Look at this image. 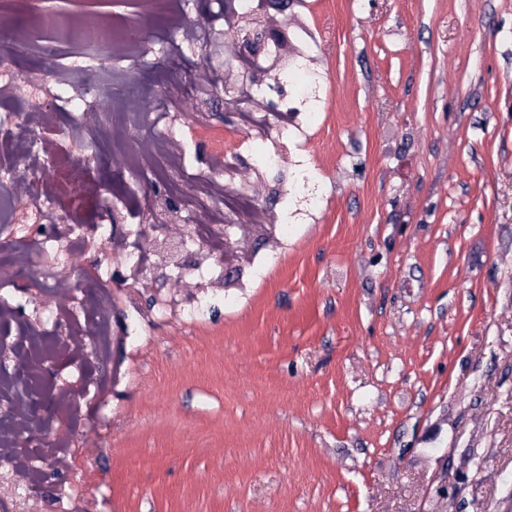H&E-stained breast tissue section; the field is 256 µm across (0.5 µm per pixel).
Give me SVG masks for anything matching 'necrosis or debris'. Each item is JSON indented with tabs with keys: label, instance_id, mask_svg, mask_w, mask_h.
<instances>
[{
	"label": "necrosis or debris",
	"instance_id": "necrosis-or-debris-1",
	"mask_svg": "<svg viewBox=\"0 0 512 512\" xmlns=\"http://www.w3.org/2000/svg\"><path fill=\"white\" fill-rule=\"evenodd\" d=\"M136 17L113 16L108 26L89 22L81 36L55 25L45 15L29 17V24L54 28L56 40L39 44L23 40L18 31L19 12L0 2V36L25 44L29 53L45 62L41 77L30 79L29 97L12 90L15 72L0 59V158L15 162L19 178L0 180V288L18 287L26 281H41L54 302L39 327H22L7 347L17 362L0 368V463H8L13 480L37 483L47 477L60 455L53 445H35L31 433L39 400L58 401L65 393L40 381L45 343L59 323H66L62 346L80 361L88 348L103 349L108 343L112 303L116 294L110 276L101 270L72 287L59 274L57 264L62 240L78 234L59 208L61 198L80 199L86 179L80 160L69 157L67 140L89 149L112 146L130 149L132 168L139 174L165 172L171 187L179 191L182 206L200 227V236L214 252L224 250L216 226L228 220L232 210H243L245 221L258 223L268 211L261 204L232 196L222 179L234 166V157L216 145L207 169L189 173L190 153L171 113L152 112L149 100L129 96L115 103L117 81L114 63L139 57L146 41V20L164 18L182 44H194L197 33L181 20L182 0H137ZM291 77L306 87L295 109L303 123H290L283 132L295 150H303L308 125L318 112L316 84L301 64H294ZM143 129L131 138L132 125ZM28 224L36 237L26 245L13 243L12 226Z\"/></svg>",
	"mask_w": 512,
	"mask_h": 512
}]
</instances>
